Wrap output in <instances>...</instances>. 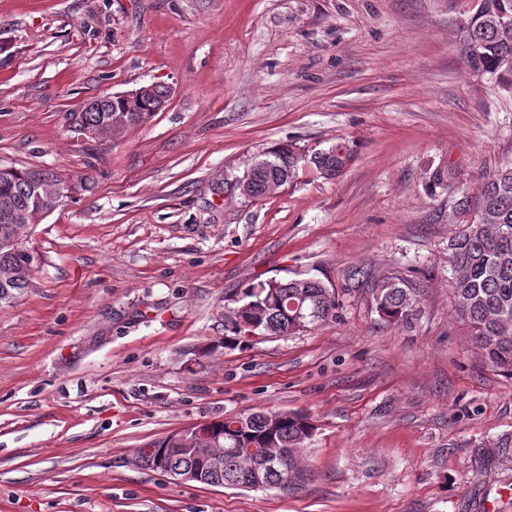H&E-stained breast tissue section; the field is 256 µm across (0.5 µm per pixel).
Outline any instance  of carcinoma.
Segmentation results:
<instances>
[{"label": "carcinoma", "mask_w": 512, "mask_h": 512, "mask_svg": "<svg viewBox=\"0 0 512 512\" xmlns=\"http://www.w3.org/2000/svg\"><path fill=\"white\" fill-rule=\"evenodd\" d=\"M464 27V58L477 75H491L512 88V0H474ZM170 89L157 85L138 101L99 97L95 112L69 113V126L77 135L82 128L94 131L95 138L141 126L155 114ZM264 170L247 182L246 196L264 198L270 183L284 187L296 177L301 164L309 162L320 175L333 178L346 164L347 154L331 148L306 159L302 151L282 146L263 154ZM61 177L52 169L30 166L18 169L10 179L0 178V306L14 303L28 288L36 266L30 250L18 240L21 227L36 215L51 213ZM453 216L461 225L448 242V272L456 310L488 365L512 376V167L488 177L475 196L456 200ZM378 313L392 322H407L420 310L411 289L392 277L374 282ZM237 303L250 305L241 319H227L229 334L224 344L250 341L247 325L258 332L277 336L297 321L315 328L336 319L339 308L335 292L323 283L306 278L261 281L240 291ZM279 419L275 437L283 449V459L274 467L259 461L250 446L261 447L269 434L270 418ZM221 430L224 458L219 470L196 473L199 468L195 445L169 434L129 461L165 475L173 472L187 481L210 486L243 487L253 490L294 489L305 480L302 452L315 432L311 418L299 411H263L217 421Z\"/></svg>", "instance_id": "cac0c4a2"}]
</instances>
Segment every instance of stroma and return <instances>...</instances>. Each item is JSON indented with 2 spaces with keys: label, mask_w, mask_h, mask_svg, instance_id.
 <instances>
[{
  "label": "stroma",
  "mask_w": 512,
  "mask_h": 512,
  "mask_svg": "<svg viewBox=\"0 0 512 512\" xmlns=\"http://www.w3.org/2000/svg\"><path fill=\"white\" fill-rule=\"evenodd\" d=\"M473 0H0V162L84 183L21 240L39 257L0 308V512H512V378L457 315L448 216L512 166V90L462 56ZM169 86L146 124L94 141L90 99ZM274 196L240 184L283 144ZM448 179L437 182L436 172ZM416 289L380 317L375 280ZM312 278L336 320L224 343L241 288ZM302 411L291 491L132 466L190 425ZM298 150V151H297ZM265 161L258 157L252 165L251 172L264 170L247 184V193L251 198H264L271 182H279L280 187L290 184L296 177V171L302 162L314 165L320 175L334 178L346 164L347 154L341 148H331L327 151L315 153L308 159L300 150L292 146H282L263 154ZM314 157V159H312ZM374 299L378 313L392 322H409L421 312L411 289L404 288L392 277L374 281Z\"/></svg>",
  "instance_id": "stroma-1"
}]
</instances>
